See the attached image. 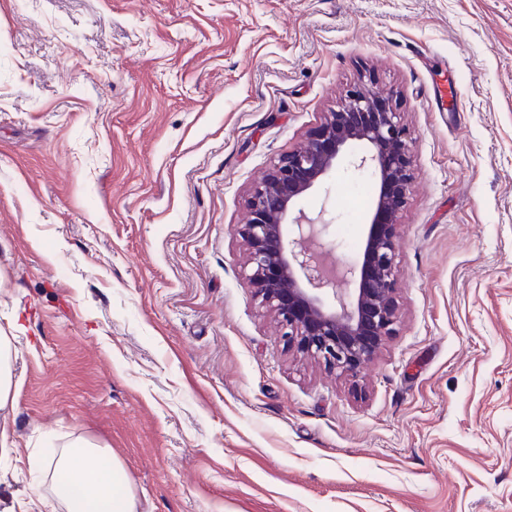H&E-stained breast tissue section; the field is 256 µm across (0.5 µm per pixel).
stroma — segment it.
<instances>
[{
    "label": "stroma",
    "instance_id": "1",
    "mask_svg": "<svg viewBox=\"0 0 512 512\" xmlns=\"http://www.w3.org/2000/svg\"><path fill=\"white\" fill-rule=\"evenodd\" d=\"M397 94L399 321L351 381L243 278L252 184L350 84ZM460 97H453V87ZM355 148L298 203L357 266ZM0 512L70 440L142 512H512V0H0ZM14 347L11 336L0 333V410L13 404L12 358Z\"/></svg>",
    "mask_w": 512,
    "mask_h": 512
}]
</instances>
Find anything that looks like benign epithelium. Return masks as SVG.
<instances>
[{
	"label": "benign epithelium",
	"mask_w": 512,
	"mask_h": 512,
	"mask_svg": "<svg viewBox=\"0 0 512 512\" xmlns=\"http://www.w3.org/2000/svg\"><path fill=\"white\" fill-rule=\"evenodd\" d=\"M356 144L358 168L379 184L361 265L319 260L330 221L301 213L299 199L322 182ZM414 181L409 132L397 100L361 76L336 108L321 113L304 143L282 154L250 190L249 217L237 228L245 282L271 311L288 346L346 378L358 377L398 322L395 240Z\"/></svg>",
	"instance_id": "1"
}]
</instances>
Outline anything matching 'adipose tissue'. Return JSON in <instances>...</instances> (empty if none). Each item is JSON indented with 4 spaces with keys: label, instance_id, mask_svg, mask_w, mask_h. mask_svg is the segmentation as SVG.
I'll list each match as a JSON object with an SVG mask.
<instances>
[{
    "label": "adipose tissue",
    "instance_id": "1",
    "mask_svg": "<svg viewBox=\"0 0 512 512\" xmlns=\"http://www.w3.org/2000/svg\"><path fill=\"white\" fill-rule=\"evenodd\" d=\"M47 467L62 480L54 497L40 498L41 512H138L131 480L110 449L78 439L50 456Z\"/></svg>",
    "mask_w": 512,
    "mask_h": 512
}]
</instances>
